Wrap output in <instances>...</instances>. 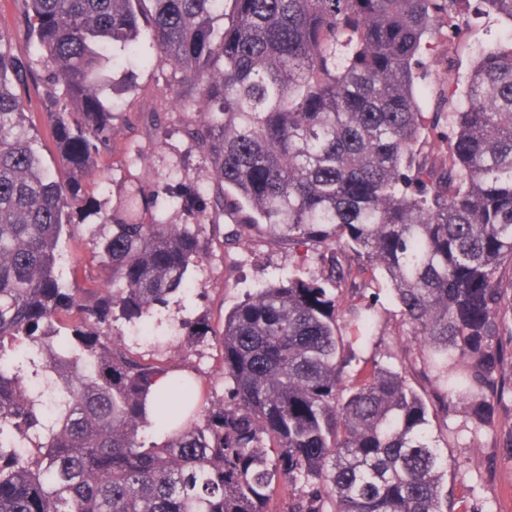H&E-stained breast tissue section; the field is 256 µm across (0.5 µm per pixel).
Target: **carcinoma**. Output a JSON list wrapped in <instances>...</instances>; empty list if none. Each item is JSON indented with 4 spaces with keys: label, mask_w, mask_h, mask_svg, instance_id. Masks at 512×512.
I'll return each mask as SVG.
<instances>
[{
    "label": "carcinoma",
    "mask_w": 512,
    "mask_h": 512,
    "mask_svg": "<svg viewBox=\"0 0 512 512\" xmlns=\"http://www.w3.org/2000/svg\"><path fill=\"white\" fill-rule=\"evenodd\" d=\"M19 2L23 28L0 31V512H273L284 489L282 512H454L432 419L462 405L492 426L512 395V41L433 110L419 87L443 17L512 24V0ZM143 36L181 75L169 94L235 242L320 265L247 295L218 333L186 327L223 350L219 400L114 328L190 288L204 220H158L139 188L140 211L101 217L89 263L57 268L119 131L102 88ZM29 79L64 180L26 126ZM380 277L423 338L431 397L371 351Z\"/></svg>",
    "instance_id": "1"
}]
</instances>
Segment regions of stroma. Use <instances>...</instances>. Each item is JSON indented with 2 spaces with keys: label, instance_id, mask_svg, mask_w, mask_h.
Masks as SVG:
<instances>
[{
  "label": "stroma",
  "instance_id": "35a3bbf8",
  "mask_svg": "<svg viewBox=\"0 0 512 512\" xmlns=\"http://www.w3.org/2000/svg\"><path fill=\"white\" fill-rule=\"evenodd\" d=\"M511 36L512 25L489 14L461 25L454 40L435 38L426 55L427 88H436L450 73L466 80L479 50L505 43ZM173 81L171 68L153 55L145 60L132 56L115 67L105 96L118 114L116 123L121 132L101 157L108 180L92 188L104 209L123 207L140 186L159 193L154 216L175 224L194 223L196 210L211 203L209 171L182 133L184 114L163 97L165 87ZM27 96L42 161L51 171L64 173L53 127L44 114L41 88L30 87ZM155 112L167 128L166 142L158 149L152 145L151 115ZM140 152L146 154V162H136ZM173 188L190 190L188 204H172L168 192ZM218 222V227L206 232L211 241L207 259L200 270L190 273L193 292L172 296L162 313L145 322H117L132 352L149 362L163 361L192 371L216 399L224 395L220 347L211 339L189 344L184 322L204 315L214 330H221L225 312L270 280L288 275L309 279L319 273L315 263L300 262L287 246L270 245L259 236L248 246L227 247L224 236L232 230L231 221L222 216ZM380 304L386 308L387 318L376 335L379 352L398 351L396 368L406 371L417 388H426L420 337L408 331L390 293H382ZM448 428L455 434L448 453L456 466L448 474V484L453 489L456 512H512V448L504 445L512 431V397L499 405L495 426H474L460 411L449 415Z\"/></svg>",
  "mask_w": 512,
  "mask_h": 512
}]
</instances>
